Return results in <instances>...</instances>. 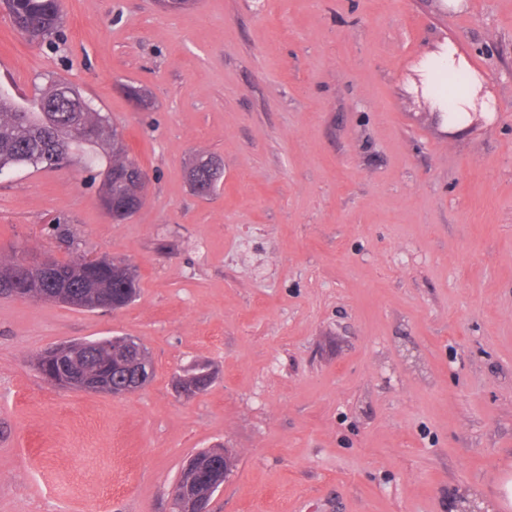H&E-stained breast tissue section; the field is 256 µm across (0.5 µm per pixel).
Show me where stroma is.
<instances>
[{"label": "stroma", "mask_w": 512, "mask_h": 512, "mask_svg": "<svg viewBox=\"0 0 512 512\" xmlns=\"http://www.w3.org/2000/svg\"><path fill=\"white\" fill-rule=\"evenodd\" d=\"M62 2L57 52L0 10V84L79 89L146 200L117 224L78 161L7 171L0 248L128 263L138 295L114 312L0 299V512H169L186 461L218 446L236 460L211 512H501L512 0ZM452 50L487 86L460 127L428 101ZM200 153L223 165L204 197L186 179ZM112 336L152 358L132 395L53 387L33 365ZM204 362L213 384L177 396Z\"/></svg>", "instance_id": "stroma-1"}]
</instances>
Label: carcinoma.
Returning <instances> with one entry per match:
<instances>
[{
  "instance_id": "obj_1",
  "label": "carcinoma",
  "mask_w": 512,
  "mask_h": 512,
  "mask_svg": "<svg viewBox=\"0 0 512 512\" xmlns=\"http://www.w3.org/2000/svg\"><path fill=\"white\" fill-rule=\"evenodd\" d=\"M13 26L38 46L51 48L63 38L61 0H4ZM437 86L446 85L457 91H470L471 83L458 69L435 68L432 71ZM82 94L64 83H52L38 96L22 102L0 88V173L20 166L36 169L52 168V160L67 155L84 160L91 171L104 162L101 205L115 223L131 217L144 203L145 187L140 184L142 169L129 157L122 135L111 124L110 117L100 111L80 109ZM213 169L201 165L191 168L188 179L199 194L213 190L223 171L215 160ZM20 258L16 251L0 249V297L13 298L8 289L22 288L19 300L58 301L62 292L87 301H97L119 310L128 306L136 295V275H127L121 264L103 259L78 257L68 261L55 260L66 275L67 288H58L54 279L21 277ZM74 368L88 376H109L112 381H126L118 370H109L92 358L78 361Z\"/></svg>"
}]
</instances>
